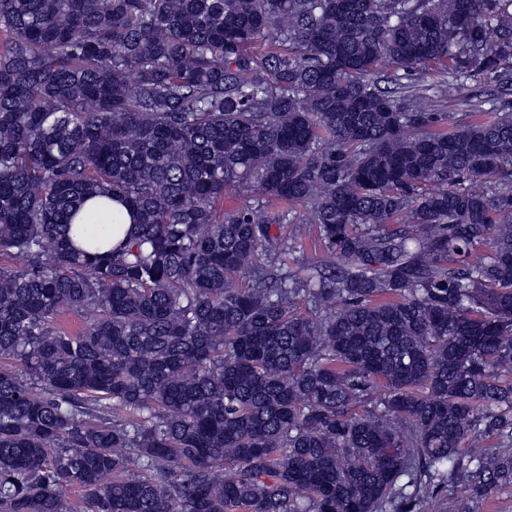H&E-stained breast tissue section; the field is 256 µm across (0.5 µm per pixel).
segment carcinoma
I'll return each instance as SVG.
<instances>
[{
    "instance_id": "1",
    "label": "carcinoma",
    "mask_w": 512,
    "mask_h": 512,
    "mask_svg": "<svg viewBox=\"0 0 512 512\" xmlns=\"http://www.w3.org/2000/svg\"><path fill=\"white\" fill-rule=\"evenodd\" d=\"M0 34V512L512 486V113L378 85L512 81V0H0ZM115 199L136 235L76 246ZM402 71H394L389 67L381 69V75L383 80L381 82L382 87H406V90L412 91V93L420 92L429 99L425 100V109L427 112H441L448 115V112L460 113L469 112V108L466 105L458 104L454 102L448 104V101L440 99L437 93V87L435 86L440 78L439 74L426 75L424 79L415 81L413 77H406L402 75ZM296 225L297 224H280V226H274L272 229V233L275 236H280L282 239L288 238V245L296 246V249H295L296 252L291 251V253L288 255V265H291V266L293 265L292 258L295 256H299L302 252V248L300 247L301 242L303 243V245L305 247V252L309 256H314V252H313V250L311 251V245H310V242L307 240V236L306 235L297 236L295 234ZM300 238H302V239H300ZM293 242H296V244Z\"/></svg>"
}]
</instances>
